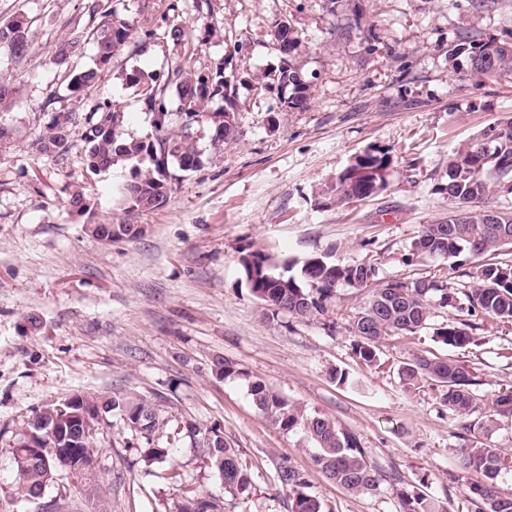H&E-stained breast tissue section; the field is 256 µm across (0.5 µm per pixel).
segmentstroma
I'll return each instance as SVG.
<instances>
[{"instance_id":"1","label":"stroma","mask_w":512,"mask_h":512,"mask_svg":"<svg viewBox=\"0 0 512 512\" xmlns=\"http://www.w3.org/2000/svg\"><path fill=\"white\" fill-rule=\"evenodd\" d=\"M94 3L135 29L97 81L75 94L51 56L73 27L93 29ZM17 16L28 21L31 49L20 60L0 52V79L16 90L13 108L0 114L13 132L0 147V512H38L17 493L11 450L32 411L77 391L150 401L165 422L154 442L171 454L142 461L144 439L109 413L96 438L102 492L86 496L64 470L45 492V501L64 499L71 512H173L189 487L223 495L215 469L176 432L187 420L221 428L250 467L249 490L226 512H288L276 481L283 464L307 475L328 512H403L404 491L466 512L456 479L460 421L437 404L430 384L406 388L398 368L416 354L458 360L478 379L487 414L512 385V330L481 317L475 344L461 349L428 329L395 336L369 367L349 331L364 292L340 290L314 319L269 317L239 258L249 247L281 263L327 252L341 263L374 264L382 278L442 269L451 286L469 288L472 277L450 262L408 266L402 257L422 225L448 214L434 187L449 155L512 118V75L476 73L456 53L467 33L512 42V0H0V21ZM279 22L299 39L293 55L273 35ZM172 24L183 40L168 36ZM287 62L310 83L304 107L289 108L288 90L265 81ZM225 65L237 77L238 134L217 145L211 124H173L172 136H192L202 166L173 180L157 210L120 206L131 163L87 174L82 131L57 158L31 146L55 115L98 102L123 112L124 137H146L154 116L127 73L183 66L208 75ZM368 150L391 159L383 193L345 205L319 195ZM76 191L89 212L68 206ZM124 220L145 225V234L104 243L84 230ZM219 357L242 376L217 375ZM336 369L346 384L332 379ZM251 376L356 435L383 475L379 487L357 494L326 479L306 434L275 429L255 408Z\"/></svg>"}]
</instances>
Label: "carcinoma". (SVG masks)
<instances>
[{
	"label": "carcinoma",
	"instance_id": "carcinoma-1",
	"mask_svg": "<svg viewBox=\"0 0 512 512\" xmlns=\"http://www.w3.org/2000/svg\"><path fill=\"white\" fill-rule=\"evenodd\" d=\"M90 12L99 16L92 33L96 66L71 70L68 88L73 93L96 81L98 69L126 46L133 31L131 23L114 11L101 13L94 4ZM83 38L84 32L73 30L70 38L55 46L52 63L69 67ZM29 48L26 22L15 19L0 24V50L21 58ZM457 53L467 55L471 69L480 74L512 72V45L468 35ZM126 80L142 89L149 109L158 118L154 122V136L122 137L123 113L112 109L108 103H97L87 112H64L54 117L33 140V146L42 155L57 157L68 147L73 129L82 127L87 173L96 175L120 162H139L131 181L126 184L123 200L128 204L135 197L140 210L153 211L169 200L168 185L173 178L169 170L171 164H176L182 172H194L201 165L194 145L186 138L174 139L168 132L169 127L179 120L186 127L211 121L207 107L214 100L224 102L221 112L235 111L234 86L224 80L220 71L206 81L179 66L164 81L140 70L131 71ZM277 80L293 92L288 106L298 107L307 102L308 84L293 66L279 70ZM171 84L178 101L174 110L166 101ZM390 165L387 154L366 151L355 156L353 163L326 185L325 193L341 205L347 203L351 194L364 200L374 197L387 188ZM435 191L447 197L452 209L448 217L423 225L403 255V263L417 266L435 258H456V266L462 267L464 261L480 258L482 262L474 272L475 284L460 291L450 286L446 277L384 279L371 289L364 305L351 320L350 330L356 338L355 354L366 364L377 361L379 344L391 336L416 334L431 327L433 335L443 344L463 348L475 342L472 331L477 329V323L472 321L474 317L489 316L512 324V264L495 259L500 251L512 245V208H501L503 217L499 224L487 223L484 214L492 207L493 196L512 195V121L482 130L474 141L456 150L448 158L446 179L437 184ZM443 224H451L454 229L444 232ZM239 263L250 292L273 315L284 311L296 318L323 316L339 289L367 288L353 278V265L337 263L327 253L304 258L298 273L291 275L273 273L278 262L261 250L243 253ZM438 307L448 310V321L434 328L433 314ZM214 368L224 378L243 375L236 363L225 358L215 360ZM398 373L408 388L424 382L435 386L439 403L460 416L475 411L474 387L479 382L455 359L415 355L400 365ZM248 389L254 406L273 426L284 432L300 428L315 443L314 463L327 479L353 493L374 491L379 487L382 474L355 435L339 429L326 416L306 412L259 377L248 381ZM106 404L111 410L120 411L121 419L140 422L142 428L137 435L148 444L142 451L144 458L161 462L168 458L169 449L152 446L160 421L149 404L137 397L112 398ZM493 410L512 412V386L498 392ZM56 414L55 405L45 406L33 412L26 428L33 430L42 422L50 423ZM493 423L495 419L490 414L482 422L461 426L469 436L463 437L464 444L458 451V479L463 481L465 500L474 507V512H512V496L503 495L498 487L501 471L512 466V461L500 449L485 445L475 436V429L487 431ZM178 433L198 443L202 456L218 467L225 491L242 494L249 489L251 476L247 464L241 460L238 449L226 443L221 429L210 428L203 432L198 425L187 421ZM95 438L93 432L80 438L78 443V447L87 449L90 463L78 485L89 495L100 489L95 467L91 466L95 462ZM14 463L17 489L26 498L54 483L57 469L63 466L52 455L35 467L24 459H16ZM277 482L289 494V512H325L319 499L307 492L309 481L300 470L280 466ZM402 501L405 512H439L434 501L421 491L402 493Z\"/></svg>",
	"mask_w": 512,
	"mask_h": 512
}]
</instances>
